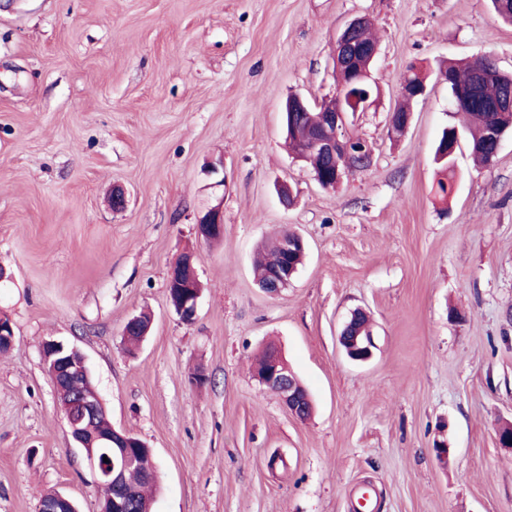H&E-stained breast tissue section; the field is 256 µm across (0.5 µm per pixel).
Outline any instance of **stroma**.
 <instances>
[{"label":"stroma","instance_id":"1","mask_svg":"<svg viewBox=\"0 0 512 512\" xmlns=\"http://www.w3.org/2000/svg\"><path fill=\"white\" fill-rule=\"evenodd\" d=\"M361 16L380 98L346 132L372 164L326 190L286 148L283 106L334 92L336 35ZM481 53L512 72V25L489 0H0V313L15 328L0 512H37L49 490L99 512L43 365L52 339L86 354L112 425L150 445L153 512H355L366 490L372 512H512V137L488 167L461 144L451 193L434 190L458 121L436 66ZM411 64L427 93L395 140ZM218 205L223 236L198 239ZM286 228L306 256L270 295L253 261ZM187 248L203 285L188 324L166 288ZM358 308L376 343L364 364L338 341ZM142 312L131 355L123 327ZM270 344L307 419L252 377Z\"/></svg>","mask_w":512,"mask_h":512}]
</instances>
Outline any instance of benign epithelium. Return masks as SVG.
<instances>
[{"label":"benign epithelium","mask_w":512,"mask_h":512,"mask_svg":"<svg viewBox=\"0 0 512 512\" xmlns=\"http://www.w3.org/2000/svg\"><path fill=\"white\" fill-rule=\"evenodd\" d=\"M366 23L365 17H356L348 21L336 36L333 53V69L356 67L354 83L364 88L370 83H375L370 65L380 54L378 43L365 46L356 43V34ZM361 55L368 59V66L355 65L356 58ZM502 101L503 109L496 111L487 133L488 143L492 144L495 155L499 153L507 131H512V96L507 95ZM374 106L371 93H353L349 86L336 87L332 95L324 98L314 108L299 95L288 98L285 105L286 133L296 136L304 151L317 152L325 158L327 165L317 176L323 187L334 189L343 182L344 176L371 165V153L346 134V114L368 112ZM313 111L317 112L316 125L334 129L332 138H320L313 134L311 127L305 126ZM412 117L411 110L399 114L389 112L390 135L398 137L404 134L411 125ZM196 233L204 240L222 236V212L217 208L208 211L198 221ZM302 249L304 242L298 234L283 238V261L259 283V287L270 295H276L287 287L297 272V268L289 262V256ZM198 261L199 255L196 252L186 251L170 267L168 273L167 288L184 290L182 301L176 311L185 323L194 321L201 291L188 283L180 282V271L185 267H196ZM360 317L359 311L351 314L340 332L339 341L350 359L367 361L373 356L376 344L373 336L367 335L365 328L359 327ZM42 353L56 397L63 398L59 408L73 439L83 448L97 481L112 487L111 497L100 502V512H129L130 492L125 484V475L136 463L139 449L147 447V444L135 434L118 431L113 427L102 436L88 434L86 423L105 411V407L94 385L86 356L77 347L54 340L42 344ZM255 379L259 385L275 393L292 415L305 418L309 396L289 370L279 350H268V362L263 370L255 373ZM38 512H76V508L73 499L61 493L54 499L39 500Z\"/></svg>","instance_id":"1"}]
</instances>
